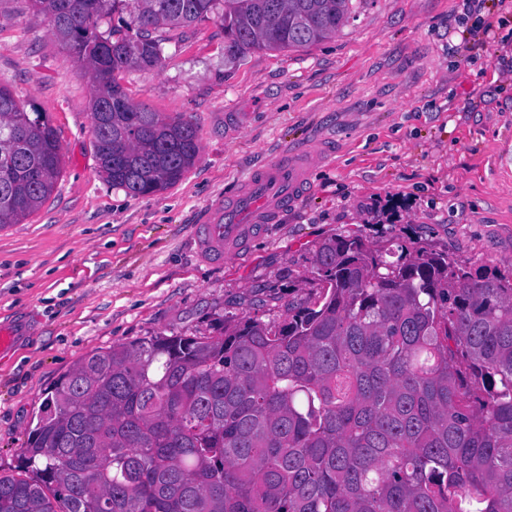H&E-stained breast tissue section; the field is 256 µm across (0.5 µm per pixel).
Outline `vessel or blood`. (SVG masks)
<instances>
[{"label":"vessel or blood","instance_id":"1","mask_svg":"<svg viewBox=\"0 0 512 512\" xmlns=\"http://www.w3.org/2000/svg\"><path fill=\"white\" fill-rule=\"evenodd\" d=\"M308 161L307 154L296 153L288 162H273L227 202L212 207L198 230L201 254L208 259L236 255L250 240L256 225L269 223L275 213L293 206Z\"/></svg>","mask_w":512,"mask_h":512}]
</instances>
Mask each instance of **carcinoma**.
<instances>
[{"label":"carcinoma","instance_id":"cac0c4a2","mask_svg":"<svg viewBox=\"0 0 512 512\" xmlns=\"http://www.w3.org/2000/svg\"><path fill=\"white\" fill-rule=\"evenodd\" d=\"M83 64L102 173L165 191L197 129L119 82L161 60L159 29L216 13L224 62L336 34L353 0H30ZM127 14L122 26L99 22ZM112 44L106 59L104 43ZM60 145L0 80V224L53 193ZM397 256L394 261L390 256ZM321 292L282 322L154 336L81 358L47 392L0 512H512V279L439 253L331 238Z\"/></svg>","mask_w":512,"mask_h":512}]
</instances>
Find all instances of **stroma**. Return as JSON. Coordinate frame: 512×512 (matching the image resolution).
<instances>
[{
	"label": "stroma",
	"mask_w": 512,
	"mask_h": 512,
	"mask_svg": "<svg viewBox=\"0 0 512 512\" xmlns=\"http://www.w3.org/2000/svg\"><path fill=\"white\" fill-rule=\"evenodd\" d=\"M0 79L47 116L62 160L46 203L0 227V324L27 326L0 358V474L32 478L30 431L82 356L281 321L317 297L313 259L327 239L512 273V0H368L318 44L229 65L217 16L171 30L157 67L120 79L134 102L198 130L193 167L154 195L107 182L88 78L29 0H0ZM316 141L330 152L298 202L242 254L203 258L206 212L287 144Z\"/></svg>",
	"instance_id": "1"
}]
</instances>
